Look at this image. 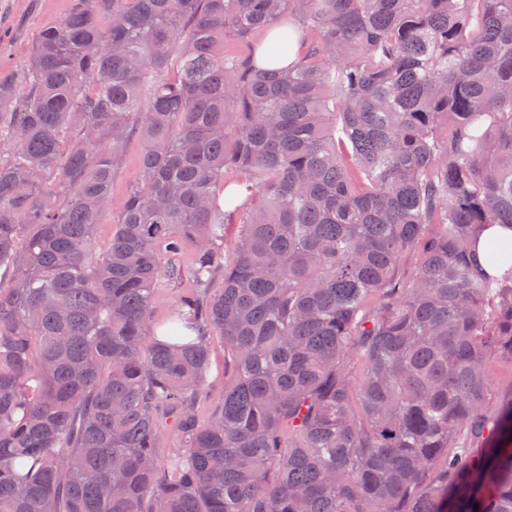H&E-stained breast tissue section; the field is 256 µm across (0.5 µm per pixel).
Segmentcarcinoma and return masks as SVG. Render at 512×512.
<instances>
[{"label": "carcinoma", "instance_id": "cac0c4a2", "mask_svg": "<svg viewBox=\"0 0 512 512\" xmlns=\"http://www.w3.org/2000/svg\"><path fill=\"white\" fill-rule=\"evenodd\" d=\"M24 81L0 512H512V0H73ZM142 151V143L136 137L131 138L124 159L112 179L110 211L98 229V238L102 244L106 243L112 235L113 224L123 209L128 191L139 181ZM224 394V346L220 339L215 338L211 347L210 387L207 407L214 406Z\"/></svg>", "mask_w": 512, "mask_h": 512}]
</instances>
